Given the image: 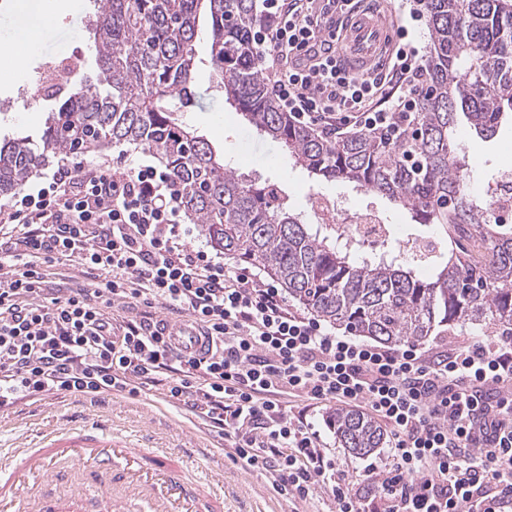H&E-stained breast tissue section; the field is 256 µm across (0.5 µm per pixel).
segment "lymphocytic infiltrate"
<instances>
[{"label": "lymphocytic infiltrate", "mask_w": 512, "mask_h": 512, "mask_svg": "<svg viewBox=\"0 0 512 512\" xmlns=\"http://www.w3.org/2000/svg\"><path fill=\"white\" fill-rule=\"evenodd\" d=\"M346 2L262 0L261 67L297 123L399 138L396 114L416 110L407 81L419 50L399 29L384 74L347 75L322 27ZM63 260L86 267L91 283L49 287L43 265ZM4 261L0 409L161 386L289 498L327 485L336 512H512V336L431 358L416 342L388 349L336 334L275 286L185 241L172 178L149 164L61 159L46 186L0 205ZM158 304L190 316L211 351L175 354ZM286 395L361 407L389 425L386 460L363 468L371 495L329 480L318 431L289 414Z\"/></svg>", "instance_id": "obj_1"}]
</instances>
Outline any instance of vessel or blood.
<instances>
[{"label": "vessel or blood", "instance_id": "b4317fda", "mask_svg": "<svg viewBox=\"0 0 512 512\" xmlns=\"http://www.w3.org/2000/svg\"><path fill=\"white\" fill-rule=\"evenodd\" d=\"M393 35L386 15L359 0L336 33V53L348 72L369 75L387 61ZM182 352L203 350L205 342L191 322L171 327ZM194 451L152 447L113 437L99 423H66L47 433L42 444L18 448L0 460V512H80L87 498V475L99 479L98 494L111 512H125L129 501L145 512H223L224 486L200 494L189 477Z\"/></svg>", "mask_w": 512, "mask_h": 512}]
</instances>
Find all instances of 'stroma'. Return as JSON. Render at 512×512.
<instances>
[{
    "label": "stroma",
    "mask_w": 512,
    "mask_h": 512,
    "mask_svg": "<svg viewBox=\"0 0 512 512\" xmlns=\"http://www.w3.org/2000/svg\"><path fill=\"white\" fill-rule=\"evenodd\" d=\"M93 9V0H69L67 11L57 14L25 66L16 69L9 60L0 61L1 140L21 131L34 133L43 126L50 104L36 96L42 62L74 55L80 61V73H96L93 41L84 28ZM195 49L194 100L182 119L210 142L225 163L249 179L275 184L299 211L307 209L306 193L337 194L351 209L380 212L396 238L412 235L424 242L435 239L434 226L414 223L383 195L340 182L312 179L305 169L293 164L278 144L247 126L216 87L207 20L199 22ZM459 141L468 164L467 180L478 188L491 184L503 166H512L511 119L502 122L493 137L483 138L466 129L460 133ZM290 408L305 416L319 431L328 457L344 478L358 481L367 460L386 458L387 450L383 447L368 458L341 447L329 422L330 414L338 408L336 402L309 406L294 401ZM67 414L78 422H101L118 437L135 439L151 434L157 448L194 449V473L199 482L206 487L217 479L224 482V512H328L330 508L329 502L319 498L302 502L275 492L269 474L249 470L217 432L202 424L182 404L155 389L135 395L123 391L101 400L66 392L18 399L0 423V456L16 448L31 447L37 435L62 424Z\"/></svg>",
    "instance_id": "1"
}]
</instances>
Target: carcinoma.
Instances as JSON below:
<instances>
[{
	"label": "carcinoma",
	"mask_w": 512,
	"mask_h": 512,
	"mask_svg": "<svg viewBox=\"0 0 512 512\" xmlns=\"http://www.w3.org/2000/svg\"><path fill=\"white\" fill-rule=\"evenodd\" d=\"M99 72L44 90V127L0 142V197L58 154L104 153L129 144L155 151L180 205L211 246L257 264L322 320L401 345L466 329L512 328V226L466 188L459 123L491 136L512 114V0H424L431 32L416 112L403 137L332 139L292 122L268 92L255 59L256 0H95ZM210 18L217 87L244 120L283 144L295 164L325 181L387 197L412 221L432 224L455 249L435 258L392 245L361 257L336 233L310 230L275 189L224 166L176 112L193 96L200 14ZM342 447L364 455L383 432L356 409L332 418Z\"/></svg>",
	"instance_id": "1"
}]
</instances>
